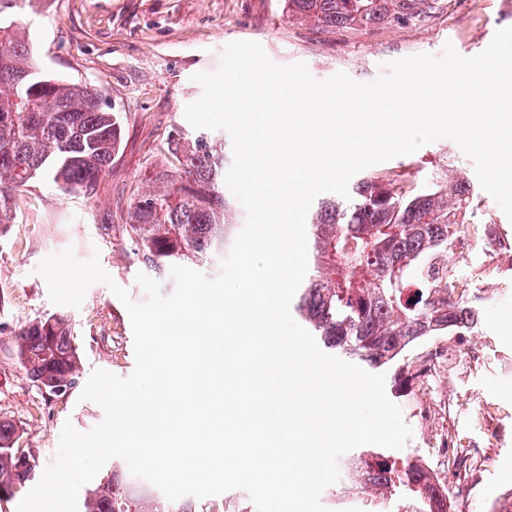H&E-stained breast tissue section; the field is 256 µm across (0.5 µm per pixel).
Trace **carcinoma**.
<instances>
[{"instance_id": "carcinoma-1", "label": "carcinoma", "mask_w": 512, "mask_h": 512, "mask_svg": "<svg viewBox=\"0 0 512 512\" xmlns=\"http://www.w3.org/2000/svg\"><path fill=\"white\" fill-rule=\"evenodd\" d=\"M438 0H282L288 17L322 28L405 25ZM116 112L96 89L51 78L36 63L26 35L0 24V224H13L11 192L41 176L65 194L92 193L119 150ZM121 216L133 260L158 275L174 264L215 267L233 237V204L224 195V150L205 132L167 140ZM470 188L443 172L398 181L369 175L349 186L350 199H321L306 223L308 271L294 311L325 351L377 369L417 342L477 324L448 267L456 226L466 223ZM13 356L50 393L73 389L81 358L68 316L35 319L16 333ZM17 428L0 421V494L32 478L33 454L14 450ZM364 489H398L423 512H449L451 492L417 458L381 452L357 458ZM84 512H191L112 460L88 488Z\"/></svg>"}]
</instances>
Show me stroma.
Masks as SVG:
<instances>
[{"label": "stroma", "instance_id": "1", "mask_svg": "<svg viewBox=\"0 0 512 512\" xmlns=\"http://www.w3.org/2000/svg\"><path fill=\"white\" fill-rule=\"evenodd\" d=\"M15 21L28 30L42 69L100 89L122 126L120 149L93 193L67 195L35 180L15 191L17 218L0 231V420L20 427L15 451L36 455L45 467L55 458L65 423L86 432L102 421L104 412L80 401L75 391L49 395L12 355L15 330L58 310L35 269L46 256L69 247L81 259L96 251L115 282L133 300H145L135 282L141 267L121 246L118 215L161 158L168 138L191 133L184 109L202 95L194 74L215 70L227 43L251 40L275 63H305L315 79L343 71L355 81L369 82L384 73L386 63L423 52L441 55L448 42L462 56L479 54L497 29L512 26V0H441L424 21L366 30L322 29L289 18L281 0H51L41 14L19 13ZM438 168L476 178L473 160L448 139L370 171L412 179ZM466 295L479 314L472 336L486 338L487 349L483 363L458 389L469 402L460 415L459 439L480 445L485 453L484 462L465 477L471 487L468 512H491L503 494L512 492V368H502L506 362L512 365V280L498 279L489 268L473 279ZM67 313L81 379L96 368L131 374L130 317L106 285H92L81 308ZM440 342L437 336L422 340L383 372L388 398L402 408L413 431L404 448L390 450V457L421 459L444 479L443 454L434 448L435 436L421 414L433 410L447 389L438 383L413 397L398 384ZM475 411L493 418V428L475 425Z\"/></svg>", "mask_w": 512, "mask_h": 512}]
</instances>
